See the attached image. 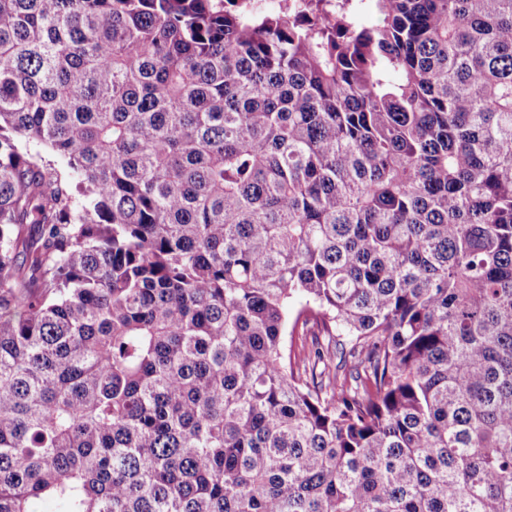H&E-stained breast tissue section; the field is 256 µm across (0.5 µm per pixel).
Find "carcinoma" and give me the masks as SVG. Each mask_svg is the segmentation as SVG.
<instances>
[{"mask_svg": "<svg viewBox=\"0 0 512 512\" xmlns=\"http://www.w3.org/2000/svg\"><path fill=\"white\" fill-rule=\"evenodd\" d=\"M310 2L0 0V512H512V0Z\"/></svg>", "mask_w": 512, "mask_h": 512, "instance_id": "carcinoma-1", "label": "carcinoma"}]
</instances>
